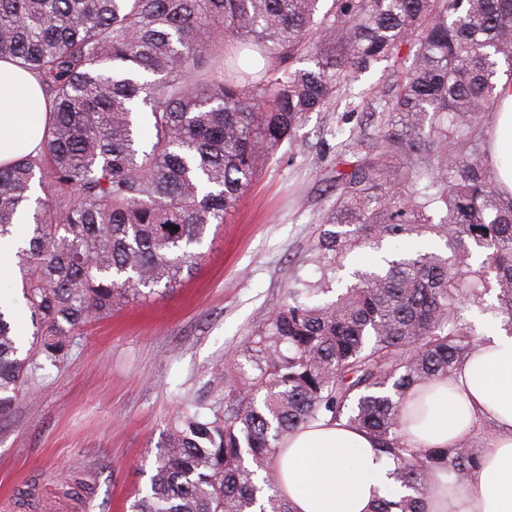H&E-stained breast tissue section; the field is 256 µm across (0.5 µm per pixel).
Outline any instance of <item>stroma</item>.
I'll return each mask as SVG.
<instances>
[{"label":"stroma","instance_id":"obj_1","mask_svg":"<svg viewBox=\"0 0 512 512\" xmlns=\"http://www.w3.org/2000/svg\"><path fill=\"white\" fill-rule=\"evenodd\" d=\"M389 69L380 62L352 86L350 124L337 125L332 112L306 117L295 144L270 155L223 226L208 227L205 258L179 285L87 323L65 362H43L29 394L0 418V512H131L185 400H215L248 384L256 370L244 346L296 280L322 277L312 245L336 200L327 182L336 155L321 139L334 128L345 140ZM0 309L31 337L14 274L0 275ZM76 471L93 488L79 500L65 493Z\"/></svg>","mask_w":512,"mask_h":512}]
</instances>
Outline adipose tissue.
Returning a JSON list of instances; mask_svg holds the SVG:
<instances>
[{"label": "adipose tissue", "mask_w": 512, "mask_h": 512, "mask_svg": "<svg viewBox=\"0 0 512 512\" xmlns=\"http://www.w3.org/2000/svg\"><path fill=\"white\" fill-rule=\"evenodd\" d=\"M497 94L491 163L500 187L512 192V84L499 83ZM41 99L31 72L0 59V165L42 149L48 114L29 109ZM412 393L426 407L423 415H406L402 435L412 447H451L482 425L491 427L469 480L454 487L447 473L435 472L425 512H512V336L487 334L453 377ZM275 465L294 512H373L379 499L402 492L393 478L394 459L343 421L321 420L289 433Z\"/></svg>", "instance_id": "obj_1"}]
</instances>
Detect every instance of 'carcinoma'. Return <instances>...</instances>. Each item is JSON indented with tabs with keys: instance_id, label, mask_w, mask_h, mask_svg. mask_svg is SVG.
Masks as SVG:
<instances>
[{
	"instance_id": "obj_1",
	"label": "carcinoma",
	"mask_w": 512,
	"mask_h": 512,
	"mask_svg": "<svg viewBox=\"0 0 512 512\" xmlns=\"http://www.w3.org/2000/svg\"><path fill=\"white\" fill-rule=\"evenodd\" d=\"M319 2L0 0V59L34 73L51 103L43 151L0 166V240L34 327L26 344L0 311V418L38 358L64 360L83 324L191 273L208 225L305 116L335 111L392 62L391 94L336 150V164L355 161L336 171L313 246L324 275L357 249L371 267L338 280L333 300L322 279L288 289L250 341L258 374L228 392V410L185 401L132 512H253L262 492L261 512H293L275 459L288 433L323 418L396 460L412 494L374 512H422L433 470L461 484L480 464V437L411 448L400 428L411 387L450 377L475 343L461 302L495 291L512 335V193L486 136L499 62L512 82V0H332L318 18ZM428 234L453 252L397 246ZM467 241L484 252L476 266Z\"/></svg>"
}]
</instances>
